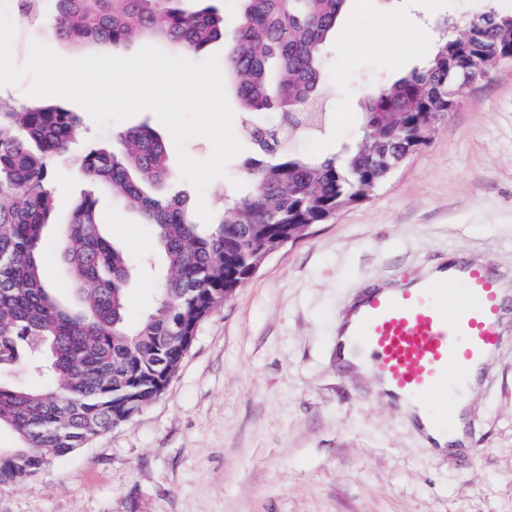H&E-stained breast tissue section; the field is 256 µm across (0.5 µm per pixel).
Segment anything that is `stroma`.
Instances as JSON below:
<instances>
[{
  "label": "stroma",
  "mask_w": 512,
  "mask_h": 512,
  "mask_svg": "<svg viewBox=\"0 0 512 512\" xmlns=\"http://www.w3.org/2000/svg\"><path fill=\"white\" fill-rule=\"evenodd\" d=\"M512 0H352L327 58L332 122L325 137L294 132L284 151L318 156L359 137L367 89L418 65L445 18L466 22ZM40 19L18 24L16 63L36 39L60 56L104 53L101 45L59 40ZM81 139L53 158L55 222L41 248L43 280L66 306L78 292L60 261L61 225L81 193L94 192L103 232L135 265L133 315L148 310L161 278L156 244L138 213L91 186L85 149L119 146L126 128L148 125L168 151L173 177L163 191L204 200L212 215L224 192L249 178L252 145L205 194L181 179L170 132L140 112L98 131L80 105ZM465 256L512 286V64L465 88L409 155L365 201L310 225L270 256L203 320L163 394L138 414L57 460L48 470L0 489V512H512V318L470 406L478 455L435 457L405 416L370 381L336 363V318L370 286Z\"/></svg>",
  "instance_id": "stroma-1"
}]
</instances>
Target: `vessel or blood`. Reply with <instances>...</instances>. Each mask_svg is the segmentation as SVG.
<instances>
[{
	"label": "vessel or blood",
	"instance_id": "1",
	"mask_svg": "<svg viewBox=\"0 0 512 512\" xmlns=\"http://www.w3.org/2000/svg\"><path fill=\"white\" fill-rule=\"evenodd\" d=\"M441 272L367 290L356 320L343 331L389 395L427 402L433 424L445 428L455 421L449 393L501 348L512 297L485 266L467 259L448 262Z\"/></svg>",
	"mask_w": 512,
	"mask_h": 512
}]
</instances>
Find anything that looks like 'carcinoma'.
<instances>
[{"label": "carcinoma", "instance_id": "obj_1", "mask_svg": "<svg viewBox=\"0 0 512 512\" xmlns=\"http://www.w3.org/2000/svg\"><path fill=\"white\" fill-rule=\"evenodd\" d=\"M57 38L122 47L139 32L197 54L230 39L228 70L255 157L251 179L227 194L224 211L208 232L181 195L160 197L151 187L166 180L164 143L149 126L120 134L123 150L97 145L82 166L92 183L150 225L168 273L153 308L129 319V262L102 232L97 199L75 204L60 239V254L82 305L62 304L42 280L39 251L53 210L51 159L72 150L79 120L62 103L17 109L0 98V428L20 439L0 448V488L48 469L87 447L114 421L159 397L188 351L215 300L231 296L264 244L301 224H322L380 187L405 148L425 145L419 121L453 108L469 75L512 53V13L488 11L461 30L441 33L421 65L369 91L359 119L361 137L323 157L280 154L278 143L301 129L320 137L326 119L325 50L351 0H233L237 22L183 0H55ZM276 110L283 130L251 117ZM22 366L36 387L16 385Z\"/></svg>", "mask_w": 512, "mask_h": 512}]
</instances>
